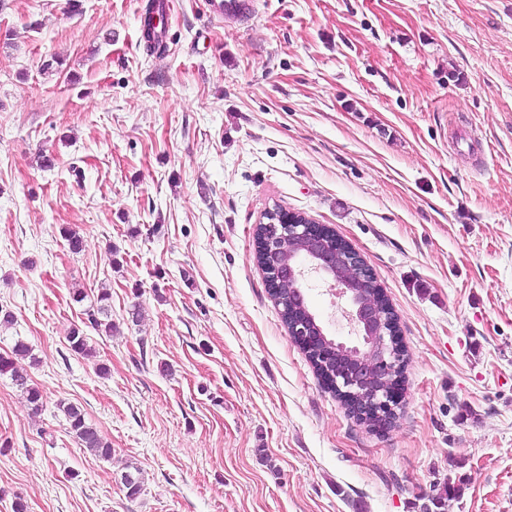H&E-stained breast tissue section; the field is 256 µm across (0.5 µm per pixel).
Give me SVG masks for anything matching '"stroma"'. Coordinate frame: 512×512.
Returning <instances> with one entry per match:
<instances>
[{"label":"stroma","mask_w":512,"mask_h":512,"mask_svg":"<svg viewBox=\"0 0 512 512\" xmlns=\"http://www.w3.org/2000/svg\"><path fill=\"white\" fill-rule=\"evenodd\" d=\"M71 1L0 0V354L28 343L44 393L32 414L0 376V512H512V0H250L223 23L174 0L160 56L146 0ZM275 207L383 288L390 427L290 338L254 259ZM102 287L116 330L87 360L73 292ZM303 292L357 344L326 281ZM155 2V0H149L144 6L141 16L142 40L144 42V48L149 54L160 56L165 51V45L162 40L163 27L160 30L161 36L156 31V25L153 24ZM66 428L80 444L91 451L95 456L108 461L112 458V447L104 441L97 429L85 420L81 409L75 405H62Z\"/></svg>","instance_id":"obj_1"}]
</instances>
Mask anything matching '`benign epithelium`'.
<instances>
[{
    "instance_id": "1",
    "label": "benign epithelium",
    "mask_w": 512,
    "mask_h": 512,
    "mask_svg": "<svg viewBox=\"0 0 512 512\" xmlns=\"http://www.w3.org/2000/svg\"><path fill=\"white\" fill-rule=\"evenodd\" d=\"M267 222L258 225L263 270L269 291L284 279L293 282L298 299L289 303L288 335L312 357L326 343L336 346V364L325 368V379L347 404L351 413L380 427L392 424L399 395L403 353L397 317L385 303L381 289L361 256L327 229L279 209L266 212ZM298 244L299 251L285 255L283 239ZM331 280L349 302L347 316L363 336L366 346L332 342L305 305L302 264Z\"/></svg>"
}]
</instances>
